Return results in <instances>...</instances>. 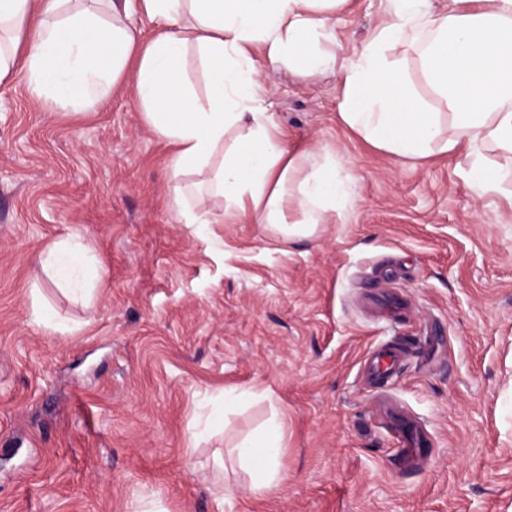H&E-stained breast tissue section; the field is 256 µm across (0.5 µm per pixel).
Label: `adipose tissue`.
<instances>
[{
  "mask_svg": "<svg viewBox=\"0 0 512 512\" xmlns=\"http://www.w3.org/2000/svg\"><path fill=\"white\" fill-rule=\"evenodd\" d=\"M99 2L0 0V82L22 67L33 97L93 103L105 85L132 81L144 122L172 148V203L184 223L257 224L289 243L315 237L349 202L353 177L335 152L290 149L268 110L262 68L285 63L312 74L339 68V118L358 138L404 164L463 155L474 199L497 197L512 211L486 155L512 154V0H450L443 11L430 0H386L373 36L342 60L329 21L347 0ZM137 11L160 26L150 42L129 23ZM409 44L440 111L428 110L395 56ZM38 262L73 299L88 300L97 285L88 274L97 260L78 240L47 244ZM282 439L274 416L229 448L251 494L287 484Z\"/></svg>",
  "mask_w": 512,
  "mask_h": 512,
  "instance_id": "obj_1",
  "label": "adipose tissue"
}]
</instances>
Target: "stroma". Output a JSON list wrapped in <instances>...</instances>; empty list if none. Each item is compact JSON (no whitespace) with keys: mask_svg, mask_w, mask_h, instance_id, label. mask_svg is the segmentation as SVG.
Here are the masks:
<instances>
[{"mask_svg":"<svg viewBox=\"0 0 512 512\" xmlns=\"http://www.w3.org/2000/svg\"><path fill=\"white\" fill-rule=\"evenodd\" d=\"M385 6L332 17L341 57ZM264 80L289 148L355 176L308 240L185 224L130 85L77 106L0 84V512H512V213L456 157L360 141L335 73ZM73 235L102 266L86 306L33 261ZM36 288L62 330L33 322ZM387 345L401 365L369 382ZM394 413L430 441L410 468ZM274 415L288 483L255 497L213 461Z\"/></svg>","mask_w":512,"mask_h":512,"instance_id":"35a3bbf8","label":"stroma"}]
</instances>
